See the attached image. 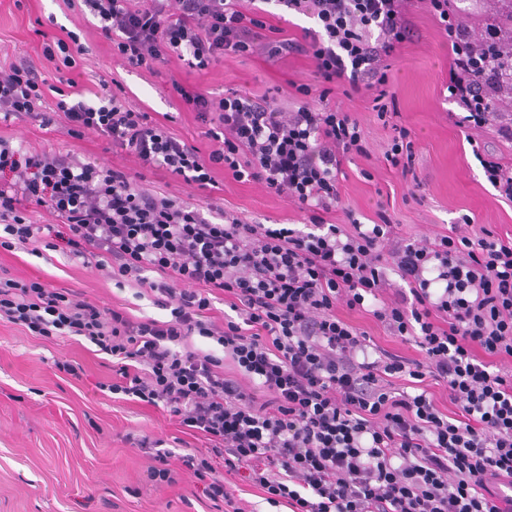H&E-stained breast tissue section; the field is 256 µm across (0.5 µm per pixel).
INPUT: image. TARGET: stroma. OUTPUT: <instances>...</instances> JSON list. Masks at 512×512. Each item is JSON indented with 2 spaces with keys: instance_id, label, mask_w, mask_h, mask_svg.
I'll list each match as a JSON object with an SVG mask.
<instances>
[{
  "instance_id": "35a3bbf8",
  "label": "stroma",
  "mask_w": 512,
  "mask_h": 512,
  "mask_svg": "<svg viewBox=\"0 0 512 512\" xmlns=\"http://www.w3.org/2000/svg\"><path fill=\"white\" fill-rule=\"evenodd\" d=\"M410 37L390 58L391 90L396 95L398 122L414 133L416 172L423 186L412 191L409 181L387 165L384 153L391 130L373 109L374 92H336L330 105L354 113L371 152L344 167L342 211L335 223L355 216L367 224L385 210L403 238L447 232L461 217L476 227L512 242V203L495 195L479 159L458 124L464 111L448 97V40L418 0L411 8ZM100 22L82 0H0V61L36 58L42 33L63 27L76 32L85 48L74 78L97 90L108 81L130 105L166 119L175 134L202 153L212 143L199 123L170 91V77L220 97L231 90L287 98L293 85L315 81L309 57L291 55L275 61L228 56L208 69L189 68L177 57L155 70L132 69L113 57L100 34ZM0 137L30 150L53 149L80 158L98 159L132 170L133 156L97 134L75 138L64 125L45 130L32 121L1 122ZM209 194L214 203L261 224L299 228L304 216L259 185L237 181L231 172L214 170ZM146 184L182 198L204 192L166 171H148ZM0 267L19 277L37 278L53 288H69L108 308L135 316L168 318L149 296L134 286H116L102 271L72 262L47 250L35 256L0 249ZM340 315L366 331L378 346L417 359L415 343L402 341L367 313L340 308ZM79 363L80 377L58 371L60 361ZM114 374L112 361L96 355L90 344L71 339H44L20 327L0 324V512H224L223 504L201 498L189 471L176 485L150 481V459L129 443V436L149 435L166 441L183 438L188 447L204 448L203 440L182 434L178 423L160 408L117 400L102 394L97 382Z\"/></svg>"
}]
</instances>
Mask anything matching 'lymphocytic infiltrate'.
Segmentation results:
<instances>
[{"label": "lymphocytic infiltrate", "mask_w": 512, "mask_h": 512, "mask_svg": "<svg viewBox=\"0 0 512 512\" xmlns=\"http://www.w3.org/2000/svg\"><path fill=\"white\" fill-rule=\"evenodd\" d=\"M112 52L133 68L170 56L204 70L224 56L303 54L315 84L282 104L237 91L216 99L171 89L212 140L208 156L151 113L73 73L85 49L73 31L44 34L37 62L0 63V121L94 132L132 155L137 171L0 138V248H46L151 293L165 320L105 308L0 268V323L34 336H66L112 357L103 393L158 407L206 452L175 453L141 436L156 485L192 472L224 512H245L225 473L247 471L267 503L291 512H512V242L470 222L422 239L395 236L389 218L335 224L345 164L369 158L348 112L326 107L336 88L376 90L377 118L391 124L385 159L415 172V142L393 123L385 61L407 39L412 0H274L314 19L301 37L263 40L256 0H84ZM450 46L448 93L468 129L512 143V79L490 68L482 42L448 9L427 0ZM324 105L312 107L310 97ZM494 100L498 109H486ZM260 184L306 216L303 228L255 224L214 206L143 186L162 169L205 190L214 168ZM39 209L49 223L32 221ZM391 261L403 285L387 293ZM230 311L218 315L217 302ZM368 309L419 347L415 360L373 345L339 308ZM216 351L195 348L192 337ZM232 362L238 378L224 371ZM444 386V413L424 386ZM407 382L401 390L399 382ZM268 394L259 400L256 389Z\"/></svg>", "instance_id": "1"}]
</instances>
